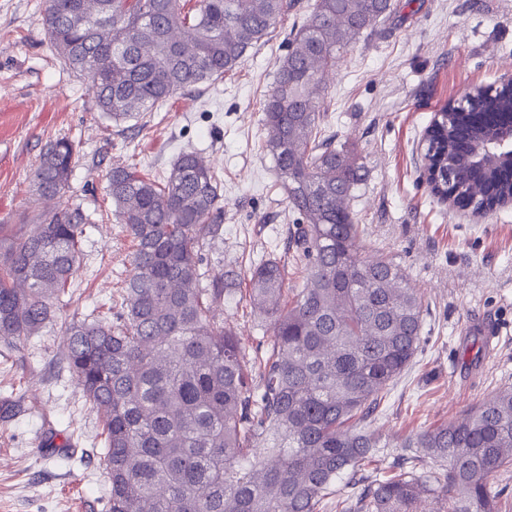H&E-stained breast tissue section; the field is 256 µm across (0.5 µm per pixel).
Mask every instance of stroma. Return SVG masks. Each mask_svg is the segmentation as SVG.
Instances as JSON below:
<instances>
[{"instance_id":"obj_1","label":"stroma","mask_w":512,"mask_h":512,"mask_svg":"<svg viewBox=\"0 0 512 512\" xmlns=\"http://www.w3.org/2000/svg\"><path fill=\"white\" fill-rule=\"evenodd\" d=\"M378 33L351 45L327 80V130L366 172L354 203L363 255L391 251L424 296L422 343L371 428L393 443L464 416L512 387V206L477 219L449 207L426 182L425 139L436 113L476 87L512 80V0H397ZM45 0H0V234L29 231L32 176L45 145L73 141L78 155L65 199L91 215L81 268L56 318L15 349L0 341V512H109L101 417L61 359L63 322L120 309L133 242L106 194L113 167L165 176L196 152L219 174L222 234L200 250L206 278L228 261L249 269L266 252L288 264L296 216L269 155L262 106L288 26L242 58L222 81L174 96L146 122L98 111L87 78L51 54ZM217 323L247 348L265 339V317L224 303ZM55 448H47L46 439Z\"/></svg>"}]
</instances>
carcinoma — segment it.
Masks as SVG:
<instances>
[{
	"label": "carcinoma",
	"mask_w": 512,
	"mask_h": 512,
	"mask_svg": "<svg viewBox=\"0 0 512 512\" xmlns=\"http://www.w3.org/2000/svg\"><path fill=\"white\" fill-rule=\"evenodd\" d=\"M300 0H46L56 57L88 78L96 106L138 120L179 92L214 83L294 15ZM395 0H315L293 22L263 105L262 150L272 157L288 209L290 241L306 260L300 288L270 257L204 287L200 246L221 230V186L194 151L151 179L134 165L112 169L107 193L135 242L125 307L112 321L64 324L63 361L86 403L103 414L110 512H499L491 478L512 470V388L464 417L409 436L421 452L386 463L364 426L421 343L423 296L395 258H364L353 208L364 181L354 151L325 134V77L342 54L395 13ZM465 116L450 113L428 151L465 156ZM74 142L42 152L39 201L69 189ZM512 194V178L487 184ZM84 210L44 212L30 232L0 240V340L16 345L54 316L83 256ZM246 281L262 311L267 350L249 356L212 312Z\"/></svg>",
	"instance_id": "cac0c4a2"
}]
</instances>
